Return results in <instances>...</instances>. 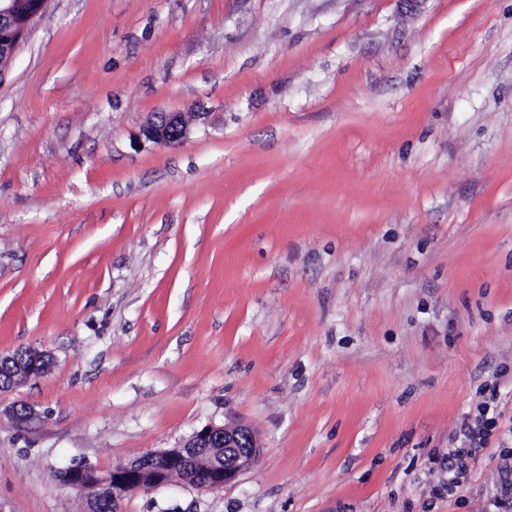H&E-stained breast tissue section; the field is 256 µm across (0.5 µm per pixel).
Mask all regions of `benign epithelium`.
Masks as SVG:
<instances>
[{
	"instance_id": "7a95c632",
	"label": "benign epithelium",
	"mask_w": 512,
	"mask_h": 512,
	"mask_svg": "<svg viewBox=\"0 0 512 512\" xmlns=\"http://www.w3.org/2000/svg\"><path fill=\"white\" fill-rule=\"evenodd\" d=\"M48 0H0V74L26 40L34 24L44 15ZM146 138L164 147H177L187 140L189 127L183 115L171 112L150 121L144 129ZM211 454L208 482L198 484L194 471L200 450ZM151 456L99 473V481L91 487L95 494L112 493V498L126 497L142 486L144 475L153 473L157 486L167 483L173 470L181 473V481L203 489L222 488L234 482L240 474L255 464L259 445L252 429L240 423L208 424L195 431L183 444L178 455L169 458V468L152 467Z\"/></svg>"
}]
</instances>
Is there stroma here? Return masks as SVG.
<instances>
[{
    "label": "stroma",
    "mask_w": 512,
    "mask_h": 512,
    "mask_svg": "<svg viewBox=\"0 0 512 512\" xmlns=\"http://www.w3.org/2000/svg\"><path fill=\"white\" fill-rule=\"evenodd\" d=\"M162 112L182 146L145 137ZM28 349L51 364L0 390V512H85L59 467L225 422L260 443L236 482L120 512H491L512 0H49L0 75V355ZM144 134L156 145L172 148L187 140L189 127L181 113L171 112L150 121ZM493 427V422H488L483 418L482 420L475 419L471 425L468 423L464 425L461 431L463 439L460 441V446L448 452V488L459 483V479L465 471L466 459L474 460L479 448L486 447Z\"/></svg>",
    "instance_id": "1"
}]
</instances>
